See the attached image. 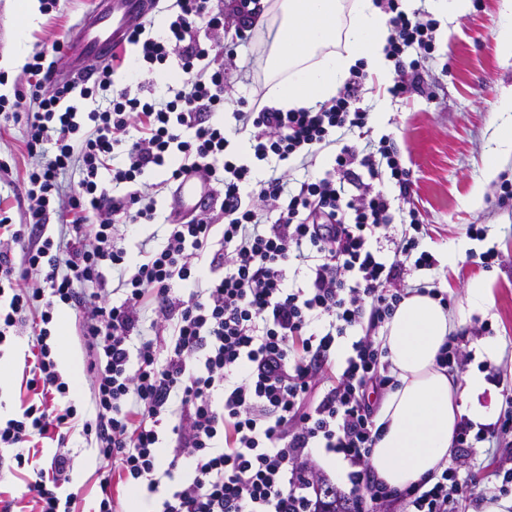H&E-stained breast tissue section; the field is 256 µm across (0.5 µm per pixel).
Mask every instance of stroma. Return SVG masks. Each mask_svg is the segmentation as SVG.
Returning <instances> with one entry per match:
<instances>
[{"instance_id":"stroma-1","label":"stroma","mask_w":512,"mask_h":512,"mask_svg":"<svg viewBox=\"0 0 512 512\" xmlns=\"http://www.w3.org/2000/svg\"><path fill=\"white\" fill-rule=\"evenodd\" d=\"M96 5L97 0H60L51 13L38 8L28 15L19 0H0V72L5 75L0 94H30L24 64L33 53L51 50L54 42L71 44L79 22ZM409 6L425 7L439 22L423 89L411 98L396 99L376 75H369L361 102L370 114L368 139L390 137L410 168L411 205L428 229L421 247L438 260L431 270L408 268L405 286L447 295V310L455 320L453 333L469 354L463 371L453 378L460 381L465 372L493 365L499 382L490 385L479 402L497 413L504 407L502 389L512 387V199L502 189L503 183L512 184V154L499 157L493 179L485 178L484 166L495 156L498 128L508 119L496 109L502 92L512 88V56L502 54L497 41L506 17L502 0H471L469 11L457 18L445 0H410ZM24 137L23 126L0 129V161L9 166L0 172V206L8 208L17 223L25 218L24 176L33 164L24 150ZM472 226L486 228V235L470 236ZM489 252L495 258L487 264L483 257ZM475 279L487 281L490 302L485 310L472 312L467 287ZM491 339L503 346L494 363L487 362L481 350ZM31 344V336L23 331L0 347L18 353L9 374L0 380V402L13 418L32 398L21 386ZM56 344L59 354L74 359L81 372L69 400L78 412H85L91 406L92 384L76 314L70 308L58 312ZM61 451L71 459L69 488L78 494L75 512H96L104 463L94 442L78 429L62 444L53 437L41 439L34 450L37 466L49 467ZM495 451V444L485 442L462 457L465 469L477 478L467 512H487L493 504L501 512H512V493L501 494L500 481L483 470ZM34 481L31 468L0 467V498L13 502L16 512H31Z\"/></svg>"}]
</instances>
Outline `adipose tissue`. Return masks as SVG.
Segmentation results:
<instances>
[{"label":"adipose tissue","instance_id":"1","mask_svg":"<svg viewBox=\"0 0 512 512\" xmlns=\"http://www.w3.org/2000/svg\"><path fill=\"white\" fill-rule=\"evenodd\" d=\"M274 34L265 60L270 87L269 107L287 111L331 99L358 60L378 75L389 62L384 47L386 15L373 0H262ZM349 24H341L343 14ZM343 51H336V44ZM454 325L438 300L411 291L386 327L383 345L399 382L385 398L378 421L381 438L370 464L376 476L392 487H404L438 472L452 449L457 422L468 414L486 422L482 406H466L467 396L483 391L482 374L453 383L437 356Z\"/></svg>","mask_w":512,"mask_h":512}]
</instances>
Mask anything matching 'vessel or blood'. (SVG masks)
<instances>
[{"mask_svg": "<svg viewBox=\"0 0 512 512\" xmlns=\"http://www.w3.org/2000/svg\"><path fill=\"white\" fill-rule=\"evenodd\" d=\"M151 0H98L97 8L80 22L79 50L72 60L69 76L85 77L89 57L108 58L114 43L123 40L128 27L145 19L151 12ZM211 193L209 184L198 175H186L172 198V208L192 212Z\"/></svg>", "mask_w": 512, "mask_h": 512, "instance_id": "obj_1", "label": "vessel or blood"}]
</instances>
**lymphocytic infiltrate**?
<instances>
[{
    "label": "lymphocytic infiltrate",
    "mask_w": 512,
    "mask_h": 512,
    "mask_svg": "<svg viewBox=\"0 0 512 512\" xmlns=\"http://www.w3.org/2000/svg\"><path fill=\"white\" fill-rule=\"evenodd\" d=\"M388 17L385 53L394 63L387 91L408 98L422 88L434 49L435 19L405 11L400 0H375ZM225 26L213 0H173L161 35L136 23L133 72L116 84L108 64L83 82L32 92V108L0 95V125L20 124L35 163L26 172L25 223L0 210V344L29 328L33 361L25 387L35 399L20 417L0 425V447L15 449L73 428L94 437L100 459L125 483L146 481L155 512H315L324 477L311 464L314 449L348 466L349 499L356 512H464L475 485L460 472V451L496 442L494 477H512V412L488 424L461 418L456 448L440 474L398 489L379 480L370 456L383 428L375 420L377 393L395 389L388 351L375 341L405 296L404 263L432 267L420 247L423 224L409 207L412 180L389 139L366 154L345 144L363 131L360 105L368 74L356 65L336 95L318 108L281 111L239 100L235 127L216 121L226 105L224 68L215 45L200 42L198 25ZM416 56H409V49ZM176 66L171 96L156 95L143 71ZM248 134L259 161L283 170L255 175L239 157L234 137ZM333 149L324 176L293 181L289 167ZM370 183L359 194L347 186L354 166ZM78 179L60 204V175ZM111 170L112 184L100 181ZM165 174L177 186L203 175L214 194L194 215L171 212L161 246L131 259L124 230L156 218L143 177ZM406 201L390 234L391 202L380 180ZM58 213L69 238L56 246L46 218ZM118 274L120 300L107 297L105 270ZM193 286L188 298L176 283ZM74 310L91 352L92 411L78 416L66 399L69 383L57 370L51 326L59 306ZM155 314L168 333L144 327ZM350 338L342 365L336 344ZM173 460H164L165 443ZM193 461L178 480L180 457ZM70 460L56 455L36 469L37 512H72L76 493L59 497Z\"/></svg>",
    "instance_id": "f902f5d3"
}]
</instances>
